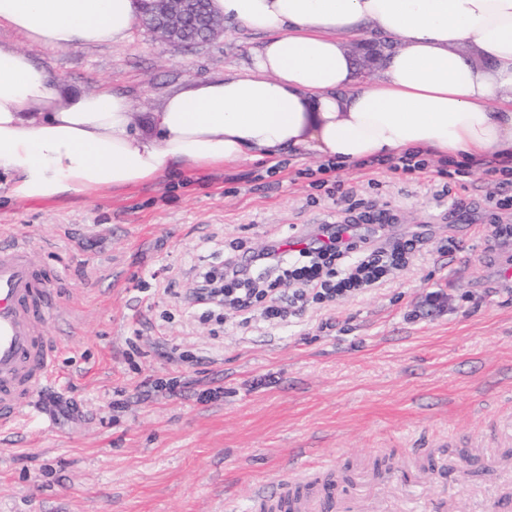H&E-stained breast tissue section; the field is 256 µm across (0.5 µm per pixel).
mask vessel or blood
<instances>
[{"label": "vessel or blood", "instance_id": "obj_1", "mask_svg": "<svg viewBox=\"0 0 512 512\" xmlns=\"http://www.w3.org/2000/svg\"><path fill=\"white\" fill-rule=\"evenodd\" d=\"M51 283L28 242L0 243V427L18 422L55 374V343L42 332Z\"/></svg>", "mask_w": 512, "mask_h": 512}]
</instances>
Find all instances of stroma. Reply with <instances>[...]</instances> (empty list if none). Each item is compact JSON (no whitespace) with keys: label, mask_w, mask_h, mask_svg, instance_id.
Wrapping results in <instances>:
<instances>
[{"label":"stroma","mask_w":512,"mask_h":512,"mask_svg":"<svg viewBox=\"0 0 512 512\" xmlns=\"http://www.w3.org/2000/svg\"><path fill=\"white\" fill-rule=\"evenodd\" d=\"M262 33L228 22L209 43L13 44L66 85L156 110L188 84L246 70ZM428 159L325 171L314 155L207 170L97 197H0V233L56 275L58 379L35 415L0 428V512H257L253 489L310 471L367 512H512V241L487 238L512 182ZM360 235L421 232L428 250L379 288L283 321L189 312L200 271L279 236L363 213ZM460 252L440 253L447 239ZM221 388L218 400L199 393Z\"/></svg>","instance_id":"obj_1"}]
</instances>
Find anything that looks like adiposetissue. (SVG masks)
<instances>
[{
  "label": "adipose tissue",
  "mask_w": 512,
  "mask_h": 512,
  "mask_svg": "<svg viewBox=\"0 0 512 512\" xmlns=\"http://www.w3.org/2000/svg\"><path fill=\"white\" fill-rule=\"evenodd\" d=\"M264 33L244 72L193 83L144 124L0 43V182L18 200L96 196L284 150L347 165L408 152L512 160V0H212ZM140 0H0V25L72 48L131 40ZM388 48L359 83L347 37Z\"/></svg>",
  "instance_id": "1"
}]
</instances>
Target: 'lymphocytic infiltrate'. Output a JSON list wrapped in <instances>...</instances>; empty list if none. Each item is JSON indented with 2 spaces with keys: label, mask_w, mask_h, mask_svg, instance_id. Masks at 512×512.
<instances>
[{
  "label": "lymphocytic infiltrate",
  "mask_w": 512,
  "mask_h": 512,
  "mask_svg": "<svg viewBox=\"0 0 512 512\" xmlns=\"http://www.w3.org/2000/svg\"><path fill=\"white\" fill-rule=\"evenodd\" d=\"M425 240L414 236L378 244L358 236L352 224L317 225L303 247H272L260 254L258 264L227 262L220 270L203 274L205 285L197 303L247 311L254 302L265 301L266 315L278 318L282 310L275 289L291 285L294 298L313 295L333 303L380 287L387 275L404 270L411 254L423 251Z\"/></svg>",
  "instance_id": "obj_1"
}]
</instances>
